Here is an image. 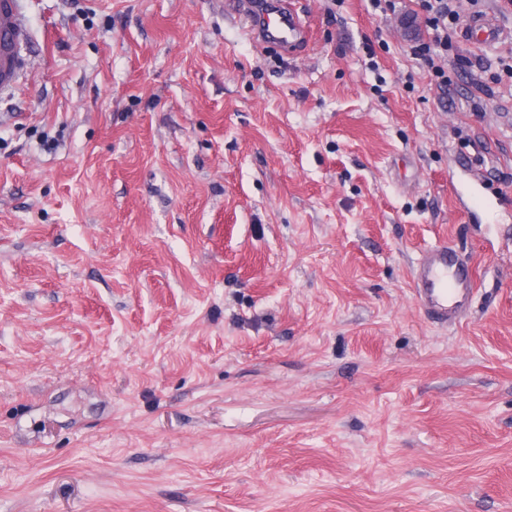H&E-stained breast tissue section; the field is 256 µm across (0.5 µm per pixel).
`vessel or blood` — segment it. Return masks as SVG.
Returning <instances> with one entry per match:
<instances>
[{
    "label": "vessel or blood",
    "mask_w": 512,
    "mask_h": 512,
    "mask_svg": "<svg viewBox=\"0 0 512 512\" xmlns=\"http://www.w3.org/2000/svg\"><path fill=\"white\" fill-rule=\"evenodd\" d=\"M234 12L248 38L256 44L277 43L288 52L308 45L310 28L293 0H232ZM471 44L502 40L494 15L473 18L462 31ZM28 40L22 0H0V92L12 89L22 69L21 50ZM415 297L433 320L459 322L472 297L475 278L471 266L448 244L428 248L414 275Z\"/></svg>",
    "instance_id": "1"
}]
</instances>
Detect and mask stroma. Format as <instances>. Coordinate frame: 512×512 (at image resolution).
I'll use <instances>...</instances> for the list:
<instances>
[{
    "label": "stroma",
    "instance_id": "obj_1",
    "mask_svg": "<svg viewBox=\"0 0 512 512\" xmlns=\"http://www.w3.org/2000/svg\"><path fill=\"white\" fill-rule=\"evenodd\" d=\"M73 1L0 97V512H512V5L430 64L417 0ZM232 3L234 13L253 43H278L290 54L309 44L310 27L294 1L232 0ZM461 34L468 43L480 45L498 42L505 37V33L500 29L493 14L473 18ZM414 282L419 305L430 318L444 324L462 319L475 286L472 267L446 243L423 253Z\"/></svg>",
    "mask_w": 512,
    "mask_h": 512
}]
</instances>
